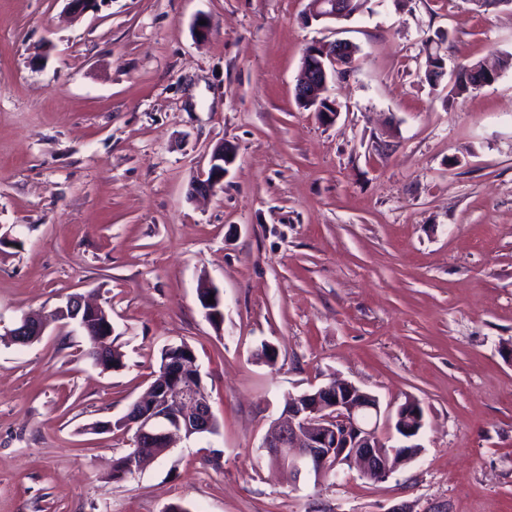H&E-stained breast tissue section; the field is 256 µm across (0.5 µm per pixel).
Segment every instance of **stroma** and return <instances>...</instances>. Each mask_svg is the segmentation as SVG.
<instances>
[{
	"instance_id": "obj_1",
	"label": "stroma",
	"mask_w": 512,
	"mask_h": 512,
	"mask_svg": "<svg viewBox=\"0 0 512 512\" xmlns=\"http://www.w3.org/2000/svg\"><path fill=\"white\" fill-rule=\"evenodd\" d=\"M307 3L0 0V333L79 293L124 354L103 369L56 323L0 341V512H512V67L451 100L425 78L430 48L450 74L512 53V5L370 0L335 24ZM336 39L359 53L324 120L294 88ZM220 144L222 186L192 197ZM182 342L218 434L112 479L131 435L90 424ZM335 376L424 410L384 481L270 465L287 396Z\"/></svg>"
}]
</instances>
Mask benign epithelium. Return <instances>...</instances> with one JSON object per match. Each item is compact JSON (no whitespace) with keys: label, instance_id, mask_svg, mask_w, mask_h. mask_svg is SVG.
I'll return each mask as SVG.
<instances>
[{"label":"benign epithelium","instance_id":"7a95c632","mask_svg":"<svg viewBox=\"0 0 512 512\" xmlns=\"http://www.w3.org/2000/svg\"><path fill=\"white\" fill-rule=\"evenodd\" d=\"M352 0H315L306 11V19L338 23L353 16ZM355 50L344 40L313 42L304 51L303 64L295 85L298 105L320 116L335 118L336 101L327 95L328 84L336 72L344 69ZM232 153L219 146L209 158L208 170L191 185V192L212 194L224 181ZM214 303L205 310L207 317L224 319V300L215 288ZM85 301L69 296L47 317L26 316L7 330L13 341L28 345L41 336L52 322L77 326L88 335L91 329L82 310ZM165 377L150 384L145 397L135 404L136 413L119 421L105 422L101 428L135 429L138 450L127 461L125 470L136 474L143 464L158 455V449L173 448L175 438L194 440L216 432L214 415L205 391L196 356L190 350L164 361ZM379 400L350 382L333 381L327 385L288 398L287 406L265 436L272 464L286 468L295 476L320 479L333 473L340 476L356 470L360 477L376 482L387 479L400 466L414 459L420 445L415 438L424 427V412L415 400H407L395 413V434L380 433Z\"/></svg>","mask_w":512,"mask_h":512}]
</instances>
